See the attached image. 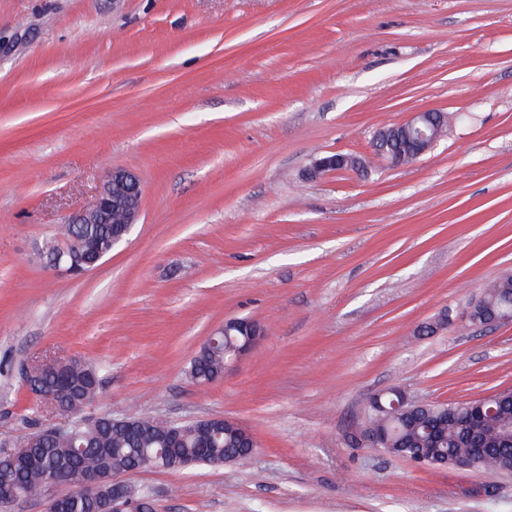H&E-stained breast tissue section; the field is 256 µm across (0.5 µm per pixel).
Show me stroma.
<instances>
[{"mask_svg":"<svg viewBox=\"0 0 512 512\" xmlns=\"http://www.w3.org/2000/svg\"><path fill=\"white\" fill-rule=\"evenodd\" d=\"M462 124L416 163L370 156L412 112ZM115 168L127 242L81 278L39 246ZM512 269V0H0V440L46 410L18 375L101 369L83 415L237 421L238 463L124 474L152 512H512V473L433 469L361 439L374 394L512 388V326L468 327ZM262 343L205 387L225 320ZM364 165L365 160L361 157L333 153L316 158L308 170V175L316 178L326 172L344 170L347 167L359 169Z\"/></svg>","mask_w":512,"mask_h":512,"instance_id":"35a3bbf8","label":"stroma"}]
</instances>
